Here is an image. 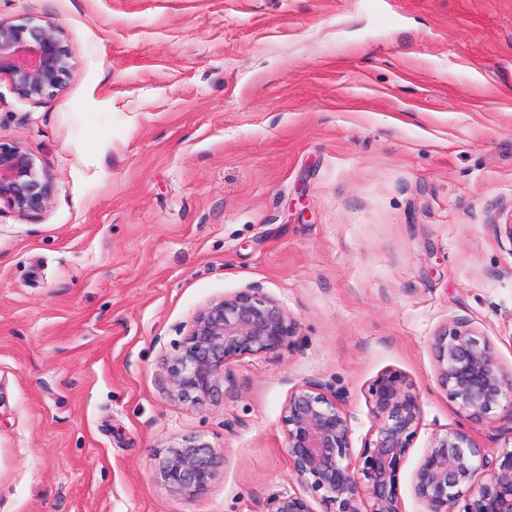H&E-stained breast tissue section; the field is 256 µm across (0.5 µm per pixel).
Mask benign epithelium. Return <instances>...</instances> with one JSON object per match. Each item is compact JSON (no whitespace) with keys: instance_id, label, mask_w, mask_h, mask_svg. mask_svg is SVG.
I'll list each match as a JSON object with an SVG mask.
<instances>
[{"instance_id":"7a95c632","label":"benign epithelium","mask_w":512,"mask_h":512,"mask_svg":"<svg viewBox=\"0 0 512 512\" xmlns=\"http://www.w3.org/2000/svg\"><path fill=\"white\" fill-rule=\"evenodd\" d=\"M70 54L55 24L33 25L0 18V78L13 92L38 102L64 89ZM52 187L36 159L17 143L0 142V202L19 216L42 213ZM299 323L260 288H247L202 308L183 348L170 365L171 391L185 399L224 392L227 366L246 356L295 351ZM438 380L471 420L502 406L512 417V370L466 323L445 329L434 341ZM366 402L375 425L353 451L351 415L339 395L316 381L297 385L284 408L285 448L305 493L269 498L264 512H404L400 472L421 427L414 384L395 370L368 386ZM216 449L186 437L159 463L167 489L205 495L217 475ZM422 512H512V449L490 457L460 428L431 437L412 476Z\"/></svg>"}]
</instances>
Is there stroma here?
Returning a JSON list of instances; mask_svg holds the SVG:
<instances>
[{"label":"stroma","instance_id":"obj_1","mask_svg":"<svg viewBox=\"0 0 512 512\" xmlns=\"http://www.w3.org/2000/svg\"><path fill=\"white\" fill-rule=\"evenodd\" d=\"M57 24L65 89L0 80V140L50 177L33 219L0 203V512H262L300 491L282 423L316 380L375 423L369 384L410 379L422 425L512 448L469 420L434 338L464 322L512 369V0H0ZM263 288L300 324L291 353L226 369L220 400L170 392L211 301ZM196 436L201 497L158 476ZM218 452L198 437H186L169 447L159 463L167 489L180 495H205L217 475Z\"/></svg>","mask_w":512,"mask_h":512}]
</instances>
